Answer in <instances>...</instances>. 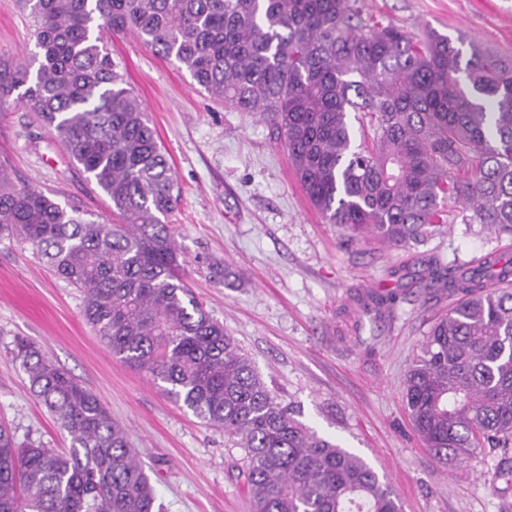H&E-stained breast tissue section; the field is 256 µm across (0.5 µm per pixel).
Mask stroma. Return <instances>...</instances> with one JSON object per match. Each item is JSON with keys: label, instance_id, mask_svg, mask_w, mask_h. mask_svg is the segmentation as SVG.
Returning a JSON list of instances; mask_svg holds the SVG:
<instances>
[{"label": "stroma", "instance_id": "1", "mask_svg": "<svg viewBox=\"0 0 512 512\" xmlns=\"http://www.w3.org/2000/svg\"><path fill=\"white\" fill-rule=\"evenodd\" d=\"M370 25L415 35L464 36L512 59V0H350ZM113 58L157 129L180 194L169 221L188 259L196 300L223 322L269 390L297 419L362 457L398 494L403 512H512V488L493 481L496 453L439 463L415 435L403 380L435 319L452 302L428 289V259L457 266L512 252V238L451 220L408 247L348 242L297 182L269 126L214 102L175 61L132 34L105 36ZM30 20L0 0V52L27 60ZM0 161L87 218L111 203L22 103L0 111ZM228 265L232 276L216 268ZM390 301L366 311L368 295ZM22 336L93 391L123 425L163 512H250L244 452L118 358L85 321L79 289L54 277L36 249L0 240V421L57 449L69 441L29 389L10 350Z\"/></svg>", "mask_w": 512, "mask_h": 512}]
</instances>
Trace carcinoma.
Wrapping results in <instances>:
<instances>
[{
    "label": "carcinoma",
    "mask_w": 512,
    "mask_h": 512,
    "mask_svg": "<svg viewBox=\"0 0 512 512\" xmlns=\"http://www.w3.org/2000/svg\"><path fill=\"white\" fill-rule=\"evenodd\" d=\"M26 62L0 54V112L17 96L112 203L87 219L0 162V240L20 235L84 294L112 355L245 453L252 512H402L361 457L278 400L224 324L191 295L168 216L175 179L157 130L97 31L135 34L212 99L272 128L311 205L352 237L418 243L466 224L512 236V59L434 30L368 25L349 0H20ZM430 279L462 294L409 366L403 399L441 463L500 452L512 480V256ZM33 394L70 437L59 451L0 424V512H155L127 432L89 389L25 339Z\"/></svg>",
    "instance_id": "cac0c4a2"
}]
</instances>
